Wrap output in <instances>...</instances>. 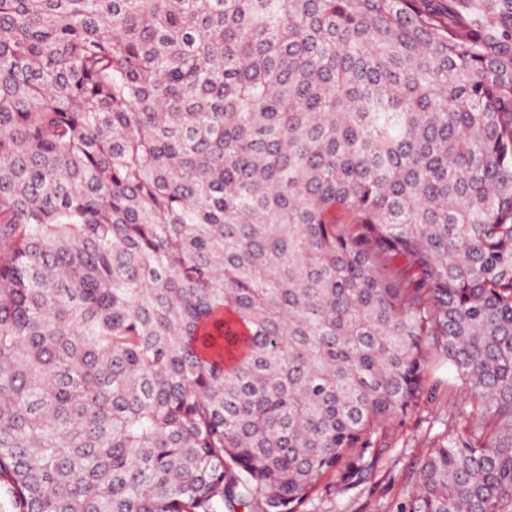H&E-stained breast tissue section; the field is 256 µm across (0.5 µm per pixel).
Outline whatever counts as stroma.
I'll use <instances>...</instances> for the list:
<instances>
[{
    "label": "stroma",
    "instance_id": "1",
    "mask_svg": "<svg viewBox=\"0 0 512 512\" xmlns=\"http://www.w3.org/2000/svg\"><path fill=\"white\" fill-rule=\"evenodd\" d=\"M465 400L466 392L460 387L436 394L424 391L418 407L395 426V447L358 486L343 491L334 476H326L300 512H400L429 440L442 432L441 422L452 407Z\"/></svg>",
    "mask_w": 512,
    "mask_h": 512
}]
</instances>
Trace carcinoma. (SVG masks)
I'll return each instance as SVG.
<instances>
[{"mask_svg": "<svg viewBox=\"0 0 512 512\" xmlns=\"http://www.w3.org/2000/svg\"><path fill=\"white\" fill-rule=\"evenodd\" d=\"M428 385L401 512H512V0H0V512H299Z\"/></svg>", "mask_w": 512, "mask_h": 512, "instance_id": "carcinoma-1", "label": "carcinoma"}]
</instances>
